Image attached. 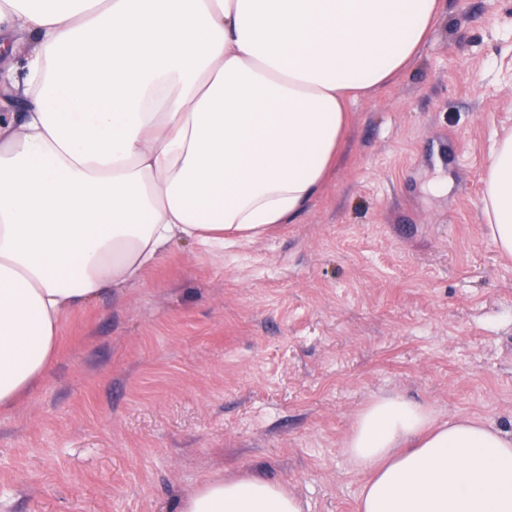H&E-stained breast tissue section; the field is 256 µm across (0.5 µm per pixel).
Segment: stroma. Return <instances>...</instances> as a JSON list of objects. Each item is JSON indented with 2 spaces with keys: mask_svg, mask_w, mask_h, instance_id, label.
Here are the masks:
<instances>
[{
  "mask_svg": "<svg viewBox=\"0 0 512 512\" xmlns=\"http://www.w3.org/2000/svg\"><path fill=\"white\" fill-rule=\"evenodd\" d=\"M349 112L293 223L176 245L68 314L0 412V512H178L223 476L356 512L342 446L373 398L512 431V260L480 202L512 129V0H442L416 62Z\"/></svg>",
  "mask_w": 512,
  "mask_h": 512,
  "instance_id": "35a3bbf8",
  "label": "stroma"
}]
</instances>
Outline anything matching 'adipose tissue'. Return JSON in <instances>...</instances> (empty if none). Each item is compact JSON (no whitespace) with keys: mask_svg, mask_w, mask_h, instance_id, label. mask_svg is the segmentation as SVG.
<instances>
[{"mask_svg":"<svg viewBox=\"0 0 512 512\" xmlns=\"http://www.w3.org/2000/svg\"><path fill=\"white\" fill-rule=\"evenodd\" d=\"M440 0H0V410L52 364L61 320L167 250L291 223L334 169L348 106L421 53ZM482 212L512 256V133ZM357 512H512V432L396 396L357 415ZM179 512H304L215 478Z\"/></svg>","mask_w":512,"mask_h":512,"instance_id":"1","label":"adipose tissue"}]
</instances>
